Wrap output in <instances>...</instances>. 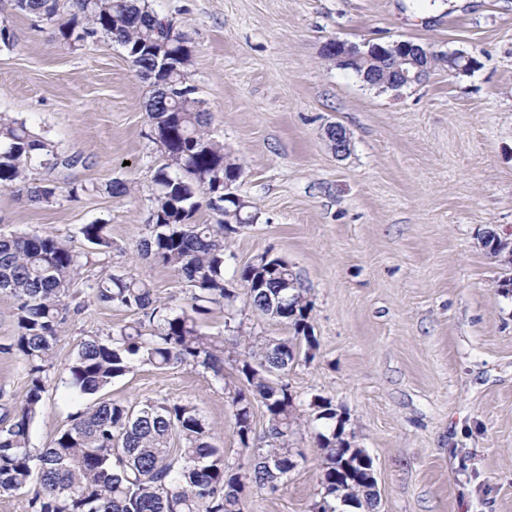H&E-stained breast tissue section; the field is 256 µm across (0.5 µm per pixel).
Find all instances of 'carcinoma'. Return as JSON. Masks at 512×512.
<instances>
[{
    "instance_id": "cac0c4a2",
    "label": "carcinoma",
    "mask_w": 512,
    "mask_h": 512,
    "mask_svg": "<svg viewBox=\"0 0 512 512\" xmlns=\"http://www.w3.org/2000/svg\"><path fill=\"white\" fill-rule=\"evenodd\" d=\"M11 10L57 24L60 44L87 47L106 38L124 50L138 75L150 82L147 112L151 141L163 161L151 179L149 237L138 254L174 269L190 290L186 306L160 303L149 284L111 270L87 284L99 305L138 315L132 325L80 341L61 381L78 400H93L70 416L69 424L46 448H30V433L43 397L53 384L57 329L70 307L72 287L82 270L112 248L109 225L83 224L78 232L89 250L77 252L53 235H0V294L15 304L18 335L8 349L20 356L28 375L24 400L0 420V495L27 491L30 512H245L251 490L279 489L295 469L290 438L301 425V403L290 390L288 371L306 344L312 357V302L285 259L265 251L233 271L245 305L267 316L270 302L288 294L277 321L293 336L261 342L225 323L236 343L246 344L236 361V377L224 381V338L201 330L210 306H234L239 294L225 279V240L240 224L224 200V179L241 176L240 164L224 153V143L207 130L204 101L189 83L192 50L173 21L159 17L148 0H7ZM80 157L63 155L56 143L34 132L23 118L0 115V189H16L35 204L74 200L78 188L53 177L31 181L38 166L53 174ZM203 206L218 219L196 224ZM136 363L157 369L201 367L222 383L234 432L247 461L231 463L198 405L189 400L127 401L103 398ZM266 409L264 447L256 444L253 400ZM322 456L312 512H336L340 495L359 512H373L364 467L347 472L346 458L357 452L346 438V419L320 395L310 403Z\"/></svg>"
}]
</instances>
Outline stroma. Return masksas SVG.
I'll return each mask as SVG.
<instances>
[{"label":"stroma","mask_w":512,"mask_h":512,"mask_svg":"<svg viewBox=\"0 0 512 512\" xmlns=\"http://www.w3.org/2000/svg\"><path fill=\"white\" fill-rule=\"evenodd\" d=\"M192 49L189 82L205 100L210 131L242 166L240 191L258 220L229 238L225 271L264 251L283 257L312 302L311 359L288 374L302 402L320 395L348 416L353 446L371 457L375 512H512V291L506 268L482 245L512 236V0H152ZM15 46L0 51V113L25 118L63 154L77 199L51 205L0 192V234H49L84 250L81 225L110 227L112 249L86 267L146 280L169 307L190 296L172 269L139 256L150 233L149 189L160 161L149 140V87L123 50L60 44L53 23L4 13ZM410 39L434 52L463 51L477 67H438L384 93L324 60V43ZM340 124L351 150L337 157L324 129ZM119 180L127 191L104 193ZM58 328L54 366L81 338L134 320L86 299ZM260 338L288 328L244 303L212 306ZM18 332L0 295V401L20 404L25 367L7 351ZM108 398L187 399L213 427L229 461H244L224 392L211 373L136 365ZM79 408L49 387L30 435L47 447ZM304 459L277 492L251 493L245 512H311L321 455L312 430L291 441Z\"/></svg>","instance_id":"1"}]
</instances>
